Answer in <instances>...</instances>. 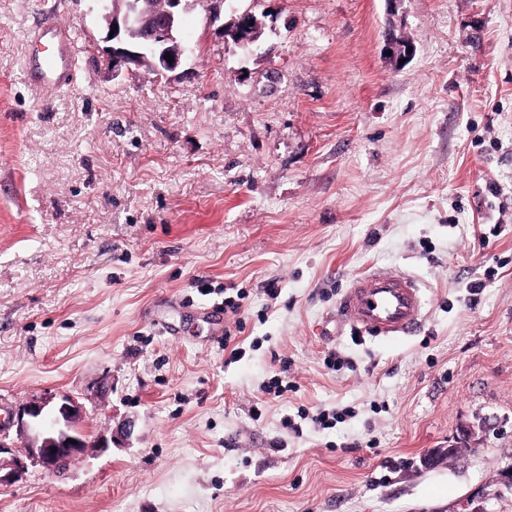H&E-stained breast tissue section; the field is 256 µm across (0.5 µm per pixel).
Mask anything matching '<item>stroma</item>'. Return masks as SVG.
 Returning a JSON list of instances; mask_svg holds the SVG:
<instances>
[{
  "instance_id": "stroma-1",
  "label": "stroma",
  "mask_w": 512,
  "mask_h": 512,
  "mask_svg": "<svg viewBox=\"0 0 512 512\" xmlns=\"http://www.w3.org/2000/svg\"><path fill=\"white\" fill-rule=\"evenodd\" d=\"M236 7L257 48L225 40ZM49 15L83 52L42 91ZM99 16L0 0V400L73 397L108 443L28 464L0 512H512V0L199 5L163 75L113 72ZM367 269L418 281L417 333L355 337L337 304ZM225 288L234 363L201 315Z\"/></svg>"
}]
</instances>
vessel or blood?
Returning <instances> with one entry per match:
<instances>
[{"mask_svg": "<svg viewBox=\"0 0 512 512\" xmlns=\"http://www.w3.org/2000/svg\"><path fill=\"white\" fill-rule=\"evenodd\" d=\"M80 50L70 31L46 19L34 33L28 61L31 82L55 88L75 82ZM338 309L360 333L397 339L415 333L422 323L423 300L415 279L405 273L368 271L342 294Z\"/></svg>", "mask_w": 512, "mask_h": 512, "instance_id": "1", "label": "vessel or blood"}]
</instances>
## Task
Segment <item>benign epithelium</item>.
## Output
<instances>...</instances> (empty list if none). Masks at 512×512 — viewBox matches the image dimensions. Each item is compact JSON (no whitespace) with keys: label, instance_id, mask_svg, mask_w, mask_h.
Wrapping results in <instances>:
<instances>
[{"label":"benign epithelium","instance_id":"1","mask_svg":"<svg viewBox=\"0 0 512 512\" xmlns=\"http://www.w3.org/2000/svg\"><path fill=\"white\" fill-rule=\"evenodd\" d=\"M200 4V0H162L161 6L152 13L141 7V0H106L102 17L105 37L112 43L108 49L112 71L132 72L143 60H148L158 72H173L180 67L189 52L177 36L183 13ZM265 22L251 10H233V17L224 29V37L241 49L255 46L263 34ZM171 54L172 61L165 59ZM83 407L72 398L50 405V401H32L17 414V427L25 432L37 427L40 439L24 448L23 457H14L11 462L0 458V487L13 484L25 471L23 459L27 458L47 471L58 470L92 447L100 451L108 447L105 440L88 441L79 428ZM76 443H70V440ZM56 451H51V448Z\"/></svg>","mask_w":512,"mask_h":512}]
</instances>
